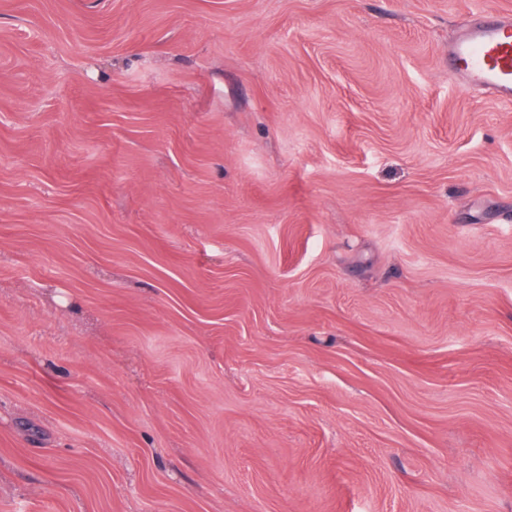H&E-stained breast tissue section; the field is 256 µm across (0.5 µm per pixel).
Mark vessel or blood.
<instances>
[{"mask_svg":"<svg viewBox=\"0 0 512 512\" xmlns=\"http://www.w3.org/2000/svg\"><path fill=\"white\" fill-rule=\"evenodd\" d=\"M449 66L462 87L512 102V19L481 14L466 20Z\"/></svg>","mask_w":512,"mask_h":512,"instance_id":"vessel-or-blood-1","label":"vessel or blood"}]
</instances>
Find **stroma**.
<instances>
[{
  "mask_svg": "<svg viewBox=\"0 0 512 512\" xmlns=\"http://www.w3.org/2000/svg\"><path fill=\"white\" fill-rule=\"evenodd\" d=\"M512 0H0V512H512ZM448 65L466 89L512 102V19L479 14L466 20Z\"/></svg>",
  "mask_w": 512,
  "mask_h": 512,
  "instance_id": "obj_1",
  "label": "stroma"
}]
</instances>
